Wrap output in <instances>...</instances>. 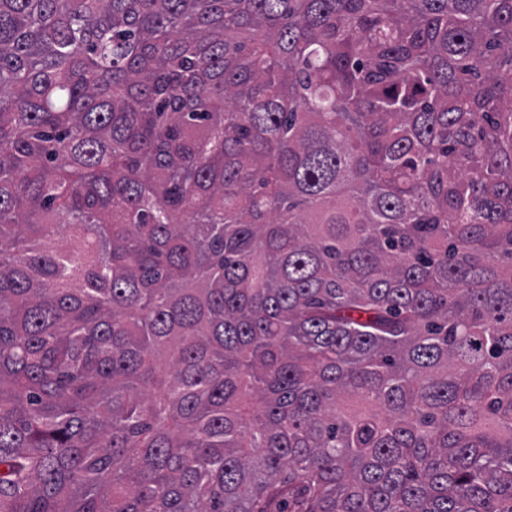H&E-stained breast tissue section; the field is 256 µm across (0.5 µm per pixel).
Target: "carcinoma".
Segmentation results:
<instances>
[{
	"instance_id": "carcinoma-1",
	"label": "carcinoma",
	"mask_w": 512,
	"mask_h": 512,
	"mask_svg": "<svg viewBox=\"0 0 512 512\" xmlns=\"http://www.w3.org/2000/svg\"><path fill=\"white\" fill-rule=\"evenodd\" d=\"M0 512H512V0H0Z\"/></svg>"
}]
</instances>
